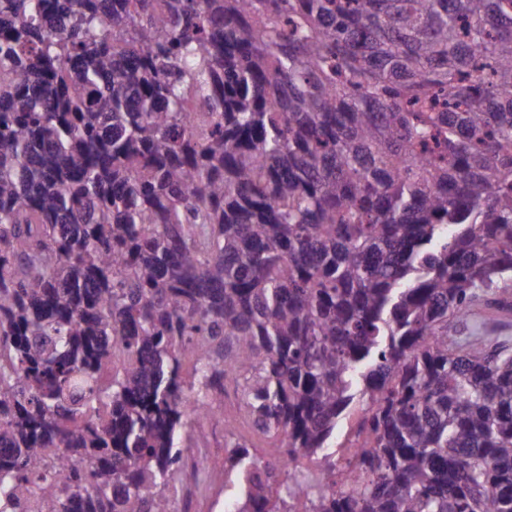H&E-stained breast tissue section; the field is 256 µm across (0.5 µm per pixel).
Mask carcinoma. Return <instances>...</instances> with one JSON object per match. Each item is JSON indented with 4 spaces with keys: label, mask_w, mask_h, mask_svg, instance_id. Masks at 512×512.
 Segmentation results:
<instances>
[{
    "label": "carcinoma",
    "mask_w": 512,
    "mask_h": 512,
    "mask_svg": "<svg viewBox=\"0 0 512 512\" xmlns=\"http://www.w3.org/2000/svg\"><path fill=\"white\" fill-rule=\"evenodd\" d=\"M511 279L512 0H0V512H170L226 379L236 512H512ZM476 319L481 323L484 336L502 339L508 336L512 343V314L502 316L490 310L477 311ZM240 389L231 381H224V395L216 400V404L224 406V418L226 425L239 435L249 440L251 452L260 458H269L275 454L276 448H272V440L263 437L253 431L251 426L245 421L239 413ZM358 406L352 407L350 412L343 416L334 431L331 440L329 441L330 448H324V454H333L335 452L340 453L342 448H345L346 457L343 459L344 462L354 459V457L360 451V448H347L350 445H360L362 443L361 438L355 436V427L359 417Z\"/></svg>",
    "instance_id": "carcinoma-1"
}]
</instances>
